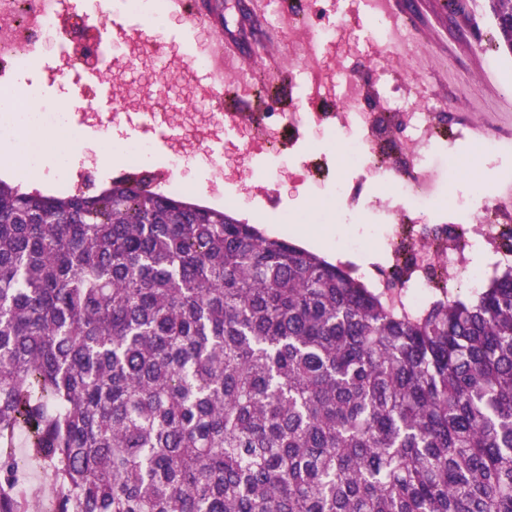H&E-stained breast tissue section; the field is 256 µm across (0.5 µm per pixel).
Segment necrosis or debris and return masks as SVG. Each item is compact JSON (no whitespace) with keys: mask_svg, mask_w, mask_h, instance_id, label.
<instances>
[{"mask_svg":"<svg viewBox=\"0 0 512 512\" xmlns=\"http://www.w3.org/2000/svg\"><path fill=\"white\" fill-rule=\"evenodd\" d=\"M155 44L152 36L113 41L112 19L104 15L101 0H0V67L12 69L49 56L56 62L52 80L98 87L116 100L108 110L82 102L61 112L30 104V84L1 86L0 137L40 136L63 127L76 133L91 128L103 136L127 126L140 136L122 149L121 166L148 170L154 137L163 133L171 144L168 187L175 195L185 189L178 172L187 155L215 161L219 174L240 173L241 155L219 162L215 151L238 142L252 148V126L229 127L224 112L205 105L203 92L186 75L179 111L154 103V81L172 65L157 54ZM324 87L338 94L324 101L322 111L287 113L270 105L264 114L266 147L271 150L284 141L296 146L297 132L313 124L330 125L343 134L334 150L303 144L298 169L288 170L286 177L315 182L335 178L337 223L364 224L373 213L388 224L386 245L370 264L371 287H397L405 310L416 313L443 289L462 287L474 294L501 268L512 266V168L500 171L491 195L479 177H471L466 191L452 199L451 221H420L422 210L437 200L436 153H443L449 166H458L453 145L465 137L481 156L511 157V122L479 112L443 121L432 111L423 84L409 89L389 82L378 91L347 64L338 71L325 70ZM135 102L140 111H132ZM357 170L374 173L386 190L364 193L348 178Z\"/></svg>","mask_w":512,"mask_h":512,"instance_id":"1","label":"necrosis or debris"}]
</instances>
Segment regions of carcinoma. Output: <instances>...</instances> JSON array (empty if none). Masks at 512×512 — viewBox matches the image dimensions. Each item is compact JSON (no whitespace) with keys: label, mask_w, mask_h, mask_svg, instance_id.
<instances>
[{"label":"carcinoma","mask_w":512,"mask_h":512,"mask_svg":"<svg viewBox=\"0 0 512 512\" xmlns=\"http://www.w3.org/2000/svg\"><path fill=\"white\" fill-rule=\"evenodd\" d=\"M20 431L53 512H512V266L409 315L148 183L0 180V512Z\"/></svg>","instance_id":"obj_1"}]
</instances>
